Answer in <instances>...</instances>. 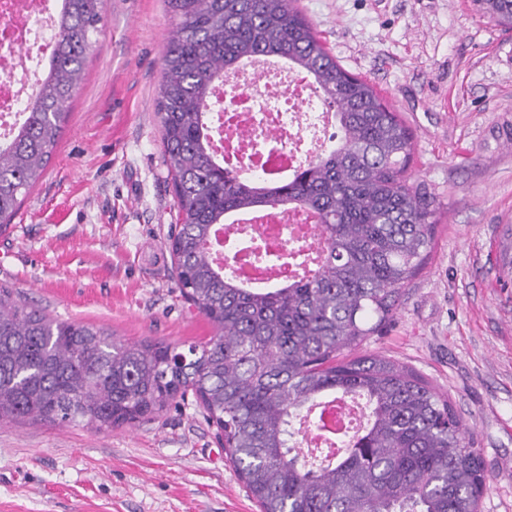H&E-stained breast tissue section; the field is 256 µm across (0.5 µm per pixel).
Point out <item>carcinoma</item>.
Instances as JSON below:
<instances>
[{
  "mask_svg": "<svg viewBox=\"0 0 512 512\" xmlns=\"http://www.w3.org/2000/svg\"><path fill=\"white\" fill-rule=\"evenodd\" d=\"M512 28V0H472ZM156 115L178 223V288L214 336L175 351L58 322L0 287V420L95 430L135 424L192 395L262 512H478L487 482L470 431L428 382L379 355L350 358L393 317L432 249L437 195L407 175L413 136L380 94L325 48L294 0H169ZM105 0H65L48 73L17 134L0 147V229L41 177L61 136ZM256 56L314 79L339 142L292 176L262 181L224 167L206 122L211 90ZM290 205L317 223V261L295 279L246 289L216 263L213 230L238 213ZM252 259L280 257L242 238ZM363 397L369 419L346 453L307 467L293 421L327 395Z\"/></svg>",
  "mask_w": 512,
  "mask_h": 512,
  "instance_id": "1",
  "label": "carcinoma"
}]
</instances>
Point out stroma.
I'll return each instance as SVG.
<instances>
[{
	"label": "stroma",
	"mask_w": 512,
	"mask_h": 512,
	"mask_svg": "<svg viewBox=\"0 0 512 512\" xmlns=\"http://www.w3.org/2000/svg\"><path fill=\"white\" fill-rule=\"evenodd\" d=\"M326 49L413 134L410 173L440 201L424 268L360 347L446 395L512 512V29L471 0H297ZM168 0H106L50 162L6 231L0 283L61 321L187 352L213 334L182 297L177 209L155 99ZM0 512H260L195 399L110 430L0 423Z\"/></svg>",
	"instance_id": "1"
}]
</instances>
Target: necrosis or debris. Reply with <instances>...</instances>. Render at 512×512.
<instances>
[{
  "instance_id": "obj_1",
  "label": "necrosis or debris",
  "mask_w": 512,
  "mask_h": 512,
  "mask_svg": "<svg viewBox=\"0 0 512 512\" xmlns=\"http://www.w3.org/2000/svg\"><path fill=\"white\" fill-rule=\"evenodd\" d=\"M63 5V0H0V144L9 140L43 79L42 69L29 65V49L35 43L52 46ZM212 96L214 149L226 166L260 179L296 170L336 127L310 75L282 60L243 62L214 86ZM239 221L277 225L305 249L318 245L310 219L291 207L247 213Z\"/></svg>"
}]
</instances>
